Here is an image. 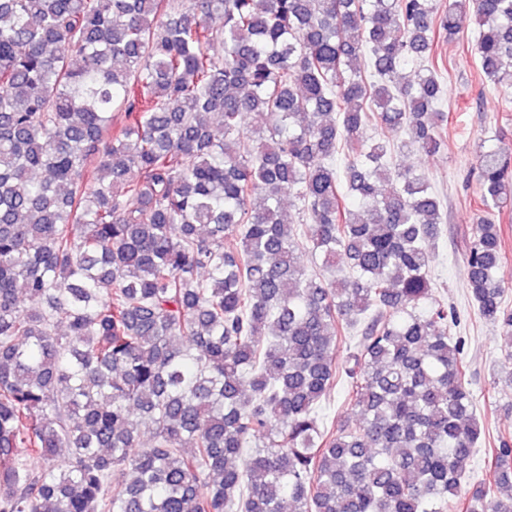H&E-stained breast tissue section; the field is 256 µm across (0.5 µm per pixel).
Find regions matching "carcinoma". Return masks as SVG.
I'll return each mask as SVG.
<instances>
[{
  "label": "carcinoma",
  "instance_id": "obj_1",
  "mask_svg": "<svg viewBox=\"0 0 512 512\" xmlns=\"http://www.w3.org/2000/svg\"><path fill=\"white\" fill-rule=\"evenodd\" d=\"M462 33L512 90V0H0V512H512L511 433L463 487L441 202L389 161L442 146ZM477 170L467 288L512 361V156ZM496 224L501 225L502 229V248L506 254L507 260L503 263L499 277L505 288L504 302L508 307H512V203L508 204L496 213Z\"/></svg>",
  "mask_w": 512,
  "mask_h": 512
}]
</instances>
